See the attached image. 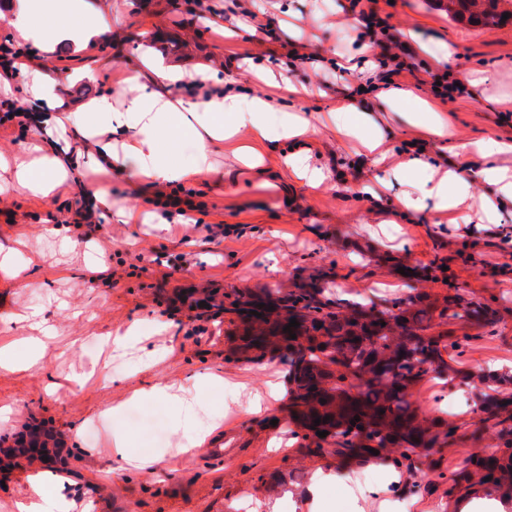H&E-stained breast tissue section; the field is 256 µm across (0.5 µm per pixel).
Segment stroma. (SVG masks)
I'll return each mask as SVG.
<instances>
[{
  "label": "stroma",
  "instance_id": "stroma-1",
  "mask_svg": "<svg viewBox=\"0 0 512 512\" xmlns=\"http://www.w3.org/2000/svg\"><path fill=\"white\" fill-rule=\"evenodd\" d=\"M107 0L106 31L83 49L70 43L53 52L39 40L17 38L8 7L0 8V43L32 52L27 68L44 74L56 93L71 103L109 96L120 105L129 93L127 74L146 62L202 68L228 79L249 95L259 94L257 65L304 86V93L283 101L284 111L319 125L307 140L312 162L327 179L310 188L281 176L274 185H259L234 152L251 141L239 130L213 150L212 169L186 187L157 188L140 182L133 171L118 173L82 165L77 180L49 197L23 192L0 194V246L18 248L22 256L40 252L27 274L35 290L18 288L0 275V344L20 340L6 319L10 313L41 306L61 335L43 363L20 372L0 370V436L10 438L24 424L52 428L71 471L74 512H237L250 498L258 512H384L378 500L356 499V478L378 483L388 467H346L331 451L307 448L289 425L283 407L271 414L244 416L249 393L286 383L279 360L260 362L235 352L236 316L226 307L236 296L269 287L285 291L317 278L340 296L404 297L409 290L402 268L444 265L445 281L425 283L434 296L456 286L467 297L490 302L507 298L494 334L475 341L465 369L476 372L494 362L512 365V207L500 209L493 225L434 223L428 213L410 223L393 215L396 190L380 192L376 202L365 187L388 178L395 167L411 164L425 150L434 164L453 161L470 170L479 166V142L512 141V21L472 25L449 18L435 0H380V14L402 34L414 55L416 73L398 80L402 105L378 94H356L367 76L364 60H377L357 17L348 15L349 0ZM272 18V36L256 41L254 12ZM220 15L231 37L215 34L212 15ZM454 53L447 63L450 78L465 92L442 103L431 91L430 74L440 67L445 47ZM351 62L349 74L336 60ZM484 81L473 84L471 70ZM424 101L448 128V138L431 134L412 120L416 101ZM373 113L377 124L360 138L334 134L325 120L344 103ZM381 137L385 166H378L366 140ZM105 186L110 204L96 207V223L71 224L73 210L87 205L83 191ZM162 197L193 201V223L126 224V210L154 211ZM69 237L60 249L50 229ZM92 255L101 271L86 276L84 257ZM154 319L166 324L150 335L149 344L165 348L164 360L142 367L139 352L101 348L105 336ZM87 374L81 390H70V377ZM155 384L199 386L204 406L222 418L206 443L175 456L164 469L126 466L114 473L113 436L124 434L131 452L148 457L172 447L176 436L172 409L152 400L137 402L141 420L120 413L104 421V404L121 401L126 390ZM443 395L447 419L458 425L459 442L445 448L443 465L459 466L474 451L470 440L478 415L472 401H457L452 390L433 380L416 388L422 407L434 411ZM338 479L320 497L310 493L318 469ZM385 512H456L455 499L443 487L415 496L390 488Z\"/></svg>",
  "mask_w": 512,
  "mask_h": 512
}]
</instances>
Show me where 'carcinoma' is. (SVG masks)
Returning <instances> with one entry per match:
<instances>
[{
	"label": "carcinoma",
	"mask_w": 512,
	"mask_h": 512,
	"mask_svg": "<svg viewBox=\"0 0 512 512\" xmlns=\"http://www.w3.org/2000/svg\"><path fill=\"white\" fill-rule=\"evenodd\" d=\"M499 2L448 0L445 10L454 19L488 25L502 19ZM230 312L240 320V352L288 365V418L302 439L317 451L330 447L351 465L375 462L408 473L412 481L405 490L411 494L430 490L417 474L426 462L437 467L432 456L455 443L458 431L418 404L417 385L427 377L445 383L478 379V424L494 429L497 442L438 478L450 497L467 498L484 487L512 504V369H463L474 336L448 328L460 324L493 333L499 310L491 304L459 292L433 299L421 291L357 301L312 281L288 292L247 293ZM293 318L299 326L291 328ZM356 416L359 421L350 424ZM319 431L328 435L320 438Z\"/></svg>",
	"instance_id": "obj_1"
}]
</instances>
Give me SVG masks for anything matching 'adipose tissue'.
<instances>
[{
	"label": "adipose tissue",
	"instance_id": "ef3b65f1",
	"mask_svg": "<svg viewBox=\"0 0 512 512\" xmlns=\"http://www.w3.org/2000/svg\"><path fill=\"white\" fill-rule=\"evenodd\" d=\"M11 8V24L16 35L24 40L39 38L47 52L61 41L77 47L87 45L101 33L95 22L78 23L67 15L60 17L54 26L44 27L45 9L41 0H13ZM190 83L206 90L207 100L175 101L163 92L164 87ZM295 92L294 86L277 84L260 96L238 92L228 83L213 90L209 87L206 70L155 63L151 66L150 82L140 84L136 96L124 108H115L107 96L88 108L81 105L64 108L51 95L40 73H33L30 93L49 108L50 125L29 147L34 154L33 160L15 165L0 161V192L22 189L46 196L78 169V159L61 158L46 152L48 138L53 136L56 128L65 125L83 135L96 136V156L108 166L133 168L147 182L157 184L195 181L199 175L210 171L211 154L214 147L224 141L226 127L245 128L251 131L254 142L239 147L236 158L248 157L259 164L263 161L260 145L268 142L289 144L290 150L283 158L289 176L310 187H319L325 178L323 170L309 165L301 151L291 147L299 134L292 114L275 109L279 100L293 96ZM186 137L196 145L190 162L175 163L171 154L162 152L161 141L176 144ZM510 154L512 144L492 139L481 144L480 155L485 165L480 175L493 186L495 199L501 203H512V169L501 164L502 157ZM413 165L424 171L427 179L420 196L398 195L399 215L427 209L440 219L468 196L470 184L456 171L438 172L434 165L419 158ZM13 319L28 323L37 335L31 338L24 357H17L13 348H0V368L28 370L40 362L46 349L43 336L50 333L51 328L37 308L14 314ZM134 395L138 398L149 396L175 407V431L179 436L175 449L145 459V466L157 469L169 466L174 454L200 447L216 428L215 423L199 422L197 410L200 403L188 389L157 384L146 391L135 390Z\"/></svg>",
	"mask_w": 512,
	"mask_h": 512
}]
</instances>
